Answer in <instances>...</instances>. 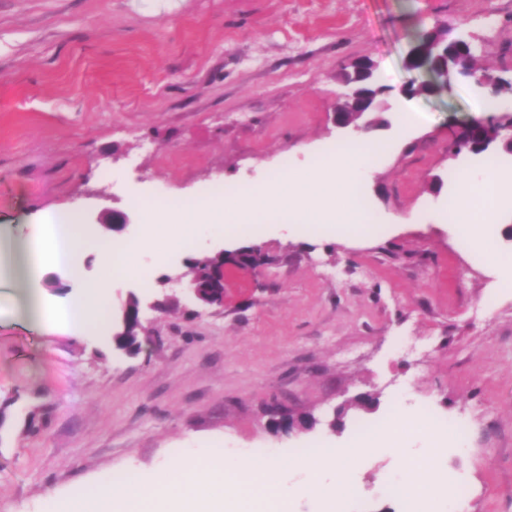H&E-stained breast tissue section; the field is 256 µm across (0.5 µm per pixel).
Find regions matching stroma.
Instances as JSON below:
<instances>
[{
	"mask_svg": "<svg viewBox=\"0 0 512 512\" xmlns=\"http://www.w3.org/2000/svg\"><path fill=\"white\" fill-rule=\"evenodd\" d=\"M455 25L476 64L512 76V0H0V234L47 230L38 216L129 212L123 232L97 229L74 271L45 267L39 325L19 318L18 289L0 264V501L14 512H63L73 486L110 470L150 481L187 449L224 442L225 455L276 454L288 512H329L344 495L334 470L303 493L300 448H335L395 407L462 420V449L397 430L352 466L345 512H406L390 485L432 457L420 479L431 512L466 484L465 512H512V288L448 222L454 176L481 175L479 156H451L477 119L471 81L406 97L426 75L405 61L418 36ZM374 61L387 87L369 136L380 146L359 193L371 216L355 239L277 214L242 236L209 233L156 251L178 224L145 226L138 201L225 195L279 170H304L349 142L332 114L355 61ZM417 112L403 122L400 108ZM500 206L480 225L512 265V154L489 148ZM150 234L145 280L112 287L109 321L128 293L145 301L134 355L97 335L76 338L56 309L109 271L112 241ZM259 249L258 268L239 247ZM224 256V305L185 290L189 260ZM375 396L365 409L360 395ZM313 414L308 432L273 429L270 408Z\"/></svg>",
	"mask_w": 512,
	"mask_h": 512,
	"instance_id": "stroma-1",
	"label": "stroma"
}]
</instances>
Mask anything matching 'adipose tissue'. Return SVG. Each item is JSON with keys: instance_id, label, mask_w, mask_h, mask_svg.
Here are the masks:
<instances>
[{"instance_id": "1", "label": "adipose tissue", "mask_w": 512, "mask_h": 512, "mask_svg": "<svg viewBox=\"0 0 512 512\" xmlns=\"http://www.w3.org/2000/svg\"><path fill=\"white\" fill-rule=\"evenodd\" d=\"M460 189L448 203V217L460 224L464 241L473 236L466 227V217L473 204L476 190H484L486 199L497 193V176L485 171L475 179L458 174ZM50 222L53 234L48 248L50 261L57 266L68 265L84 244L88 230L79 211L63 209L52 213ZM101 258L112 264L113 280L142 277L141 248L138 242L113 244L104 240ZM107 283L96 284L83 293L72 296L66 306L67 324L73 335H84L90 327H106L105 293ZM378 432H371L360 440L333 449L331 456H315L304 461L310 475H317L325 468H333L337 475H344L348 464L365 451L377 446ZM213 460L207 475H200L198 464L203 456ZM280 464L273 456L238 460L225 457L221 445L207 448L205 454L178 458L162 467L151 484L136 482L129 485L115 483L112 474H104L95 482L78 486L72 492L66 512H224V482L237 476L255 487V494H239L233 512H255L261 496L285 498L280 485Z\"/></svg>"}]
</instances>
